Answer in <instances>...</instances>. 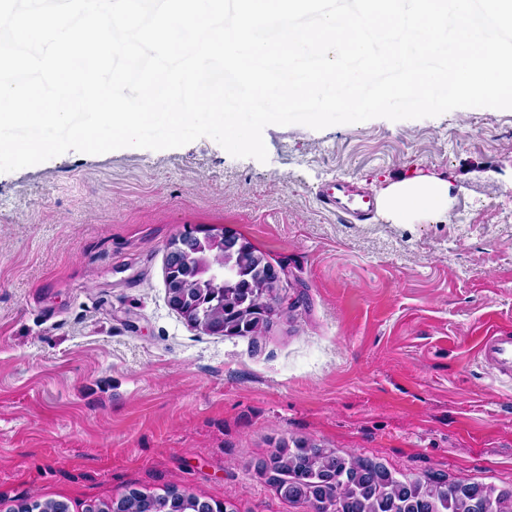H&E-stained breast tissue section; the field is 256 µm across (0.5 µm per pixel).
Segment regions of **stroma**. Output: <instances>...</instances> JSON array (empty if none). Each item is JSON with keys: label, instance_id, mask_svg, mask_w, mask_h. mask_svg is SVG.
Instances as JSON below:
<instances>
[{"label": "stroma", "instance_id": "1", "mask_svg": "<svg viewBox=\"0 0 512 512\" xmlns=\"http://www.w3.org/2000/svg\"><path fill=\"white\" fill-rule=\"evenodd\" d=\"M267 162L199 138L0 173V512L187 490L304 512L258 470L305 440L451 482L512 483V109L265 127ZM436 181L444 211L343 221L316 193ZM228 228L281 272L258 339L168 303L170 242ZM477 356L490 366L498 376L512 379V334L493 329L482 336Z\"/></svg>", "mask_w": 512, "mask_h": 512}]
</instances>
